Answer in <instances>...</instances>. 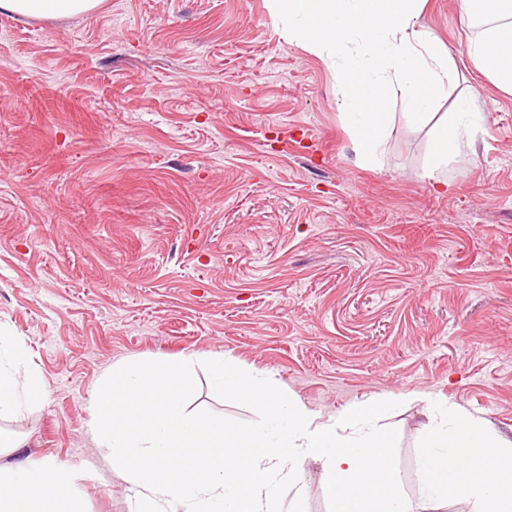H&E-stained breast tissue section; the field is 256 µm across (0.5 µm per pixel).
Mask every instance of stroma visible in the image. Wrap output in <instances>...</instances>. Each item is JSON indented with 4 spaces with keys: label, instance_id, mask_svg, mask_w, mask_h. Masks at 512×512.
Wrapping results in <instances>:
<instances>
[{
    "label": "stroma",
    "instance_id": "35a3bbf8",
    "mask_svg": "<svg viewBox=\"0 0 512 512\" xmlns=\"http://www.w3.org/2000/svg\"><path fill=\"white\" fill-rule=\"evenodd\" d=\"M419 22L456 73L438 114L469 97L488 115L443 193L422 177L431 128L402 106L358 162L331 70L268 0L0 10V333L45 385L0 420V468L52 460L84 512H131L93 393L113 367L188 355L191 410L242 423L258 415L215 395L211 356L324 416L396 402L378 424L413 512L431 401L512 439V94L468 57L460 0ZM302 468L285 504L329 512L324 459Z\"/></svg>",
    "mask_w": 512,
    "mask_h": 512
}]
</instances>
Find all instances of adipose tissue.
I'll use <instances>...</instances> for the list:
<instances>
[{
  "mask_svg": "<svg viewBox=\"0 0 512 512\" xmlns=\"http://www.w3.org/2000/svg\"><path fill=\"white\" fill-rule=\"evenodd\" d=\"M287 18L288 37L321 58L338 87L337 106L346 117L357 157L377 160L387 137L390 110L399 104L414 122L433 123L424 173L436 190L448 184L439 167L463 140L485 125L474 99H458L452 112L433 122V111L448 93L453 66L440 40L419 23L425 0H269ZM102 0H0V10L33 18L89 14ZM466 22L475 35L467 52L476 68L512 94V0H465ZM378 109H369V100ZM10 361L0 363V419L21 413L41 387L27 367L25 349L0 336ZM418 464L422 495L438 503L455 498L470 512H512V440L497 435L486 420L455 405L438 406ZM72 472L55 462L31 461L17 470L0 469V512H80L71 496Z\"/></svg>",
  "mask_w": 512,
  "mask_h": 512,
  "instance_id": "1",
  "label": "adipose tissue"
}]
</instances>
